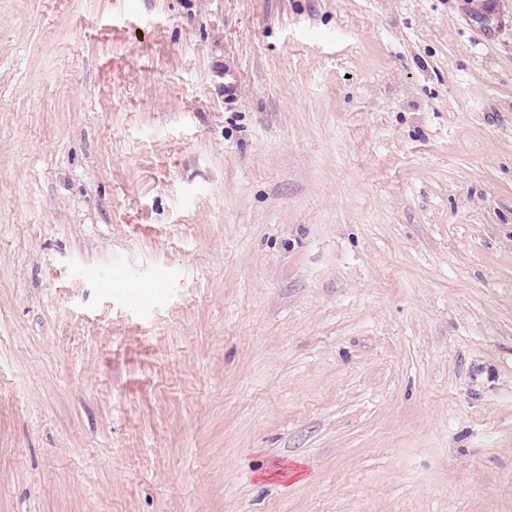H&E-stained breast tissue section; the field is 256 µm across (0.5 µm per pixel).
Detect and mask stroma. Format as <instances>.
Wrapping results in <instances>:
<instances>
[{"label":"stroma","mask_w":512,"mask_h":512,"mask_svg":"<svg viewBox=\"0 0 512 512\" xmlns=\"http://www.w3.org/2000/svg\"><path fill=\"white\" fill-rule=\"evenodd\" d=\"M0 512H512V0H0Z\"/></svg>","instance_id":"35a3bbf8"}]
</instances>
